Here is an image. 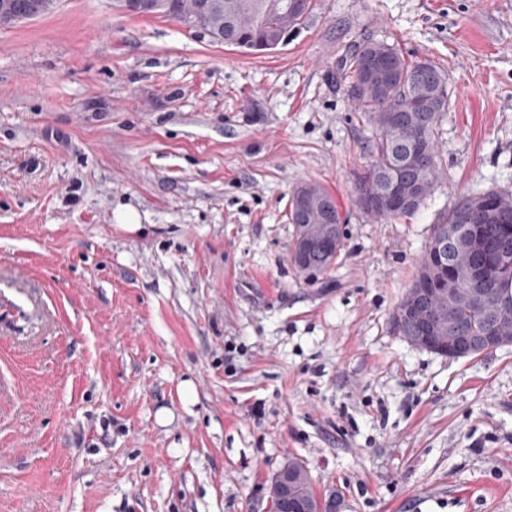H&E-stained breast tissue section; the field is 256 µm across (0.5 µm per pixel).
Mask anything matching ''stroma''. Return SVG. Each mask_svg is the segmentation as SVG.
Here are the masks:
<instances>
[{"label": "stroma", "instance_id": "stroma-1", "mask_svg": "<svg viewBox=\"0 0 512 512\" xmlns=\"http://www.w3.org/2000/svg\"><path fill=\"white\" fill-rule=\"evenodd\" d=\"M448 77L415 213L355 203L363 39ZM346 217L290 263L295 188ZM512 192V0H316L243 53L111 0L0 28V512H267L302 460L341 512H512V346L394 332L433 227ZM193 399H185V384ZM393 326L394 330L400 336H404L412 346L434 354H438L443 351L438 343L439 336H434L436 329L433 324H423L422 332L419 333L418 336L412 335L417 329V325L414 322H407L399 326L393 321Z\"/></svg>", "mask_w": 512, "mask_h": 512}]
</instances>
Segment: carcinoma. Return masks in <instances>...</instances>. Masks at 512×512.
<instances>
[{
    "instance_id": "cac0c4a2",
    "label": "carcinoma",
    "mask_w": 512,
    "mask_h": 512,
    "mask_svg": "<svg viewBox=\"0 0 512 512\" xmlns=\"http://www.w3.org/2000/svg\"><path fill=\"white\" fill-rule=\"evenodd\" d=\"M313 0H139L136 15H161L181 21L190 11L210 12L211 23L203 28L218 43L243 51L256 50L263 41L288 39V32L300 25L312 12ZM380 57L388 67L373 75L366 74L365 60ZM345 67L352 74L349 95L359 112L376 128L369 145L372 162L357 176V205L367 215L380 219H395L417 210L431 194L440 172L437 150L439 125L448 112V80L444 72L427 59L408 60L398 49L372 42L358 43L346 58ZM398 186L408 202L395 206L385 199L373 209L363 207V199ZM316 189L328 209L304 210L300 203L302 187L292 195L290 220L293 224H329L333 232L342 233L343 215L336 199L323 187ZM465 206L482 212L483 235L512 251V194L487 191L459 201L443 219L450 224L458 209ZM335 257L318 253L307 279L317 283L331 269ZM477 256L468 233L452 241L448 258V279L441 269L433 266L429 254H424L416 281L431 279L435 290L426 297L422 315L436 314L445 324L448 347L458 336L483 334L490 325L508 316L512 319V270L479 284L499 302L476 306L467 298L444 300L448 282L465 292L474 288L468 281ZM293 472L289 489L309 512H322L323 503L314 492L308 471L299 460L288 462Z\"/></svg>"
}]
</instances>
